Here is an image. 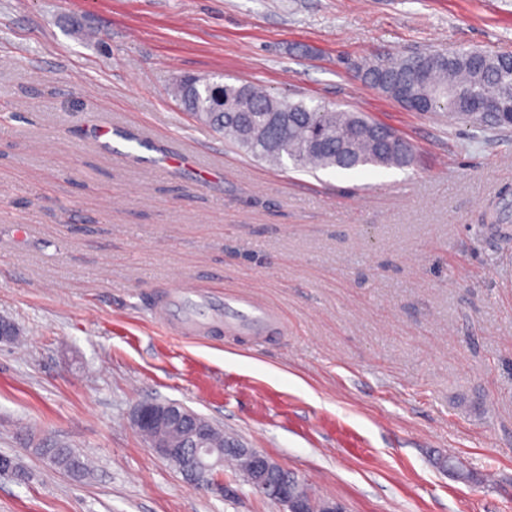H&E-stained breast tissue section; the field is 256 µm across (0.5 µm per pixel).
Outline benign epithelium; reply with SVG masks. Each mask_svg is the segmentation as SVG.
Returning a JSON list of instances; mask_svg holds the SVG:
<instances>
[{
  "label": "benign epithelium",
  "instance_id": "7a95c632",
  "mask_svg": "<svg viewBox=\"0 0 512 512\" xmlns=\"http://www.w3.org/2000/svg\"><path fill=\"white\" fill-rule=\"evenodd\" d=\"M132 423L146 438L149 447L179 464L186 475L199 482L207 481V476L224 466V449L239 447L247 458L242 478L250 480L261 495L275 499L283 512H344L334 500L307 504L295 498L292 486H300L303 481L295 475L283 480L270 479V475L282 474L285 469L255 448H242L233 440L224 441L222 448L211 447V424L179 403H141L133 411Z\"/></svg>",
  "mask_w": 512,
  "mask_h": 512
}]
</instances>
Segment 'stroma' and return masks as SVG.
Segmentation results:
<instances>
[{
  "label": "stroma",
  "mask_w": 512,
  "mask_h": 512,
  "mask_svg": "<svg viewBox=\"0 0 512 512\" xmlns=\"http://www.w3.org/2000/svg\"><path fill=\"white\" fill-rule=\"evenodd\" d=\"M460 45L512 55V0H0V454L26 472L0 474V512H282L231 466L206 485L156 455L146 401L346 512H512V127L411 111L348 67ZM184 75L364 113L414 162H256L171 98ZM190 287L288 332L150 314ZM56 444L84 479L35 453Z\"/></svg>",
  "instance_id": "1"
}]
</instances>
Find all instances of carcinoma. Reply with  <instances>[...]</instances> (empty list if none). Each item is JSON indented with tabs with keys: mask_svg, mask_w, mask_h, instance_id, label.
<instances>
[{
	"mask_svg": "<svg viewBox=\"0 0 512 512\" xmlns=\"http://www.w3.org/2000/svg\"><path fill=\"white\" fill-rule=\"evenodd\" d=\"M352 71L398 103L426 100L427 111L446 112L472 126L497 121L495 116L469 114L474 99L494 101L501 111L512 112L509 56L458 48L428 51L420 62L397 53L365 59ZM172 94L200 125L271 166L353 171L404 168L414 160L415 147L409 141L361 112L281 98L249 83H221L212 77H187L173 86ZM36 453L77 479L89 473L88 460L72 448H38Z\"/></svg>",
	"mask_w": 512,
	"mask_h": 512,
	"instance_id": "cac0c4a2",
	"label": "carcinoma"
}]
</instances>
